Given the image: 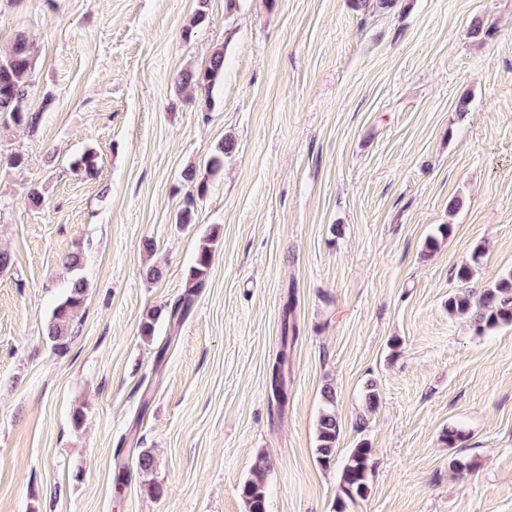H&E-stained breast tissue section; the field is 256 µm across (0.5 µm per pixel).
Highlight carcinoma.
<instances>
[{
    "instance_id": "cac0c4a2",
    "label": "carcinoma",
    "mask_w": 512,
    "mask_h": 512,
    "mask_svg": "<svg viewBox=\"0 0 512 512\" xmlns=\"http://www.w3.org/2000/svg\"><path fill=\"white\" fill-rule=\"evenodd\" d=\"M36 47L24 34L16 36L11 49L0 54V115L16 125L32 126L36 116L23 109L22 103L28 95V78L31 72ZM224 80V48L217 47L212 52L205 68L195 71L186 70L177 79L178 90L185 89L204 96V109L213 107L212 91ZM233 150L232 143L219 141L206 161V170L215 175L224 170V157ZM78 169L88 178L98 174L97 155L86 151L77 161ZM183 180L189 183L197 196L203 197L208 192V181L197 177L196 169L189 168L183 172ZM452 233V225L440 224L433 235L424 244L428 251H434L441 242ZM218 245V236L208 232L202 236V243L193 266L190 267L187 281L189 287H203L209 275L212 257ZM483 251L475 248L472 262L459 266L455 272L456 279L463 285L470 283L475 275ZM87 284L79 276L71 279L68 294L58 303L48 324L47 336L53 342L54 349L62 351L72 339V327L77 312L83 305ZM295 300L287 297L282 304L280 349L269 364L267 384L269 394L280 409L288 407V364L289 353L298 339L299 328L295 317ZM448 313L463 316L469 320L470 329L476 336L503 326L512 325V271H508L490 286L479 291L466 289L448 295ZM323 407L316 422V460L318 464L329 469L336 466V446L341 433L340 422L336 416V392L327 385L323 389ZM467 434L462 429L450 426L442 430L439 440L448 448H456L466 440ZM271 469V462L264 456H258L252 477L240 487V496L246 504V512H266L267 492L264 481L265 473ZM373 470V452L365 442H358L350 449L340 472V492L333 504L334 512H348L350 505L357 499L365 497Z\"/></svg>"
}]
</instances>
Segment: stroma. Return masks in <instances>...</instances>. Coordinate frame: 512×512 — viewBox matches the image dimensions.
<instances>
[{"instance_id": "1", "label": "stroma", "mask_w": 512, "mask_h": 512, "mask_svg": "<svg viewBox=\"0 0 512 512\" xmlns=\"http://www.w3.org/2000/svg\"><path fill=\"white\" fill-rule=\"evenodd\" d=\"M353 2L208 0L188 35L198 0H0V52L20 33L37 45L25 105L39 116L0 119V512H246L260 453L267 512H333L340 471L314 454L326 385L337 460L362 440L374 454L351 512H512V325L476 336L446 307L475 247L472 288L512 270V0ZM477 18L486 39L469 34ZM219 46L205 112L176 81ZM88 149L93 179L74 168ZM190 167L209 191L184 227ZM441 224L450 238L425 253ZM210 228L188 318L141 336L185 293ZM74 252L87 292L60 354L46 328ZM289 295L300 332L282 411L266 372ZM447 426L467 441L442 446ZM452 456L476 466L454 474ZM218 245V236L214 232H206L193 266L190 267L187 281L188 288H202L209 275L212 257Z\"/></svg>"}]
</instances>
